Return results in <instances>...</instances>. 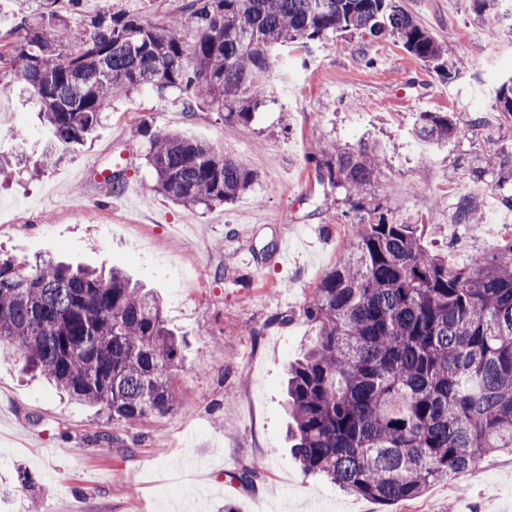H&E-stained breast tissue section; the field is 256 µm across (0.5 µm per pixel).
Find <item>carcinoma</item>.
I'll list each match as a JSON object with an SVG mask.
<instances>
[{"instance_id": "cac0c4a2", "label": "carcinoma", "mask_w": 512, "mask_h": 512, "mask_svg": "<svg viewBox=\"0 0 512 512\" xmlns=\"http://www.w3.org/2000/svg\"><path fill=\"white\" fill-rule=\"evenodd\" d=\"M78 0L24 12L0 64L24 84L64 148L84 144L112 101L148 89L184 96L233 132L275 101L273 62L297 44L367 31L389 36L438 74L448 53L397 0H178L158 17L112 6L77 16ZM499 16L502 0H474ZM495 108L512 127V75ZM416 136L440 145L461 133L422 112ZM149 190L183 206L231 203L255 173L240 158L144 123ZM381 156L330 147L323 166L367 221L303 315L315 335L288 371L296 460L344 490L383 504L419 497L498 448H512V237L467 266L423 244L424 225L375 201ZM182 344L158 296L120 270L104 275L43 259L0 257V359L71 398L133 424L177 403Z\"/></svg>"}]
</instances>
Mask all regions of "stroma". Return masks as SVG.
I'll use <instances>...</instances> for the list:
<instances>
[{"instance_id":"1","label":"stroma","mask_w":512,"mask_h":512,"mask_svg":"<svg viewBox=\"0 0 512 512\" xmlns=\"http://www.w3.org/2000/svg\"><path fill=\"white\" fill-rule=\"evenodd\" d=\"M447 49L445 79L388 37L356 31L275 63L277 104L238 136L213 112H186L179 93L145 90L113 103L95 134L55 149L38 105L20 90L0 112V156L26 167L0 176V254L120 268L153 289L168 326L185 340L174 373L178 404L135 424L109 420L41 379L0 364V512H512V452L383 505L304 473L291 452L283 381L314 334L302 310L359 223L343 189L320 181L330 142L377 146L375 194L424 244L470 264L512 228L452 221L460 205L512 209V129L495 91L512 74V35L477 18L473 0H399ZM423 112L457 116L448 144L417 140ZM223 148L254 170L234 202L184 207L147 192L153 173L141 123ZM122 174L105 182L106 163ZM255 262L247 264L244 252ZM119 437L99 443L100 433ZM249 467L252 483L230 478Z\"/></svg>"}]
</instances>
